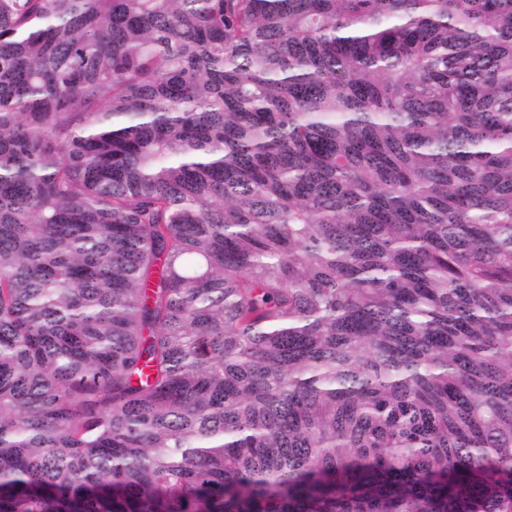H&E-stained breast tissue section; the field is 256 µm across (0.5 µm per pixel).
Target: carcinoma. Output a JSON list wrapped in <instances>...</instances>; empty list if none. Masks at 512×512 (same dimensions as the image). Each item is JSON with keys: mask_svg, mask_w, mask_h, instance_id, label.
I'll return each mask as SVG.
<instances>
[{"mask_svg": "<svg viewBox=\"0 0 512 512\" xmlns=\"http://www.w3.org/2000/svg\"><path fill=\"white\" fill-rule=\"evenodd\" d=\"M0 512H512V0H0Z\"/></svg>", "mask_w": 512, "mask_h": 512, "instance_id": "1", "label": "carcinoma"}]
</instances>
